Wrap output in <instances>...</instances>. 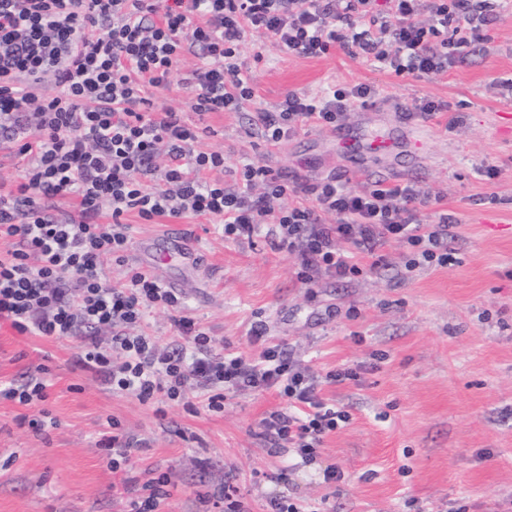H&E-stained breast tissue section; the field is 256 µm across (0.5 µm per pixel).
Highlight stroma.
I'll use <instances>...</instances> for the list:
<instances>
[{"mask_svg": "<svg viewBox=\"0 0 512 512\" xmlns=\"http://www.w3.org/2000/svg\"><path fill=\"white\" fill-rule=\"evenodd\" d=\"M241 61L256 99L239 112L201 116L183 85L196 59L181 58L175 80L152 92L197 125L201 150L224 154V182H240L244 160L315 183L333 174L352 188L375 180L414 183L435 201L417 212L428 224L448 214L454 224L448 267L406 272V250L384 249L387 265L345 279L301 283L292 255L264 238L232 240L221 226L191 215L134 227L124 265L105 262L110 281L141 267L140 253L156 236H195L199 263L155 264L177 285L184 313L212 338L215 352L254 354V322L265 321L319 374L344 366L360 378L325 383L320 395L349 414L326 436L317 461L300 464L272 448L258 423L283 402L277 393L228 397L222 412L171 403L165 418L135 398L112 393L94 371L75 366L77 343L22 334L0 322V383H20L44 366L52 424H26L31 408L0 399V512H126L144 485L168 475L154 512H219L203 502L230 482L248 512L272 499L301 512H512V9L498 8L478 39L457 53L447 73L398 76L334 47L303 58L245 43ZM376 87L367 107L350 112L345 128L386 132L421 99L447 103V118L418 120L417 145L373 156L354 168L332 128L302 127L278 145L247 136L256 109H274L290 92L317 96L330 85ZM500 175L487 180L481 165ZM138 444L130 466L107 467L97 446L107 418ZM336 466L342 480L327 484Z\"/></svg>", "mask_w": 512, "mask_h": 512, "instance_id": "obj_1", "label": "stroma"}]
</instances>
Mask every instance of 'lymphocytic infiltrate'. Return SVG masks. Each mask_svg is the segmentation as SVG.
<instances>
[{
    "label": "lymphocytic infiltrate",
    "mask_w": 512,
    "mask_h": 512,
    "mask_svg": "<svg viewBox=\"0 0 512 512\" xmlns=\"http://www.w3.org/2000/svg\"><path fill=\"white\" fill-rule=\"evenodd\" d=\"M498 0H0V137L27 156L20 183L0 192V322L21 333L78 340L77 363L116 393L163 415L189 386L224 409L228 395L274 391L283 409L264 416L260 434L312 463L325 436L349 415L327 407L322 383L358 379L347 367L319 376L272 342L265 323L250 335L259 354L214 353L211 338L184 316L177 294L150 269L118 283L104 272L131 242L127 215L142 223L186 214L219 221L228 239L261 237L294 255L307 285L323 275L360 276L361 256L382 263V247L401 243L406 271L448 266L447 215L423 224L431 197L414 184L381 181L354 190L329 177L289 183L255 161L241 182L207 179L224 155L196 147L197 131L172 109L156 110L147 87L168 86L184 52L199 60L189 80L199 114L237 112L255 97L239 61L259 33L282 53L318 57L334 46L396 75L447 71L458 48L490 22ZM57 91L39 92L45 79ZM377 90L358 84L295 92L257 109L252 129L275 144L299 127H339ZM166 153L169 162L157 167ZM76 199L59 218L48 199ZM109 223H101L102 213ZM153 309L167 312L183 346L159 349L136 330ZM110 336H102V329Z\"/></svg>",
    "instance_id": "1"
}]
</instances>
